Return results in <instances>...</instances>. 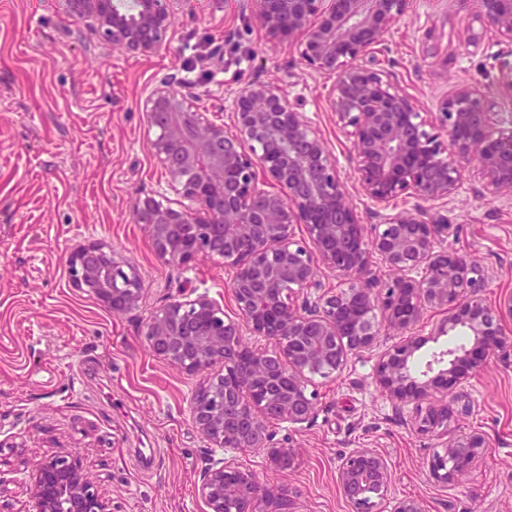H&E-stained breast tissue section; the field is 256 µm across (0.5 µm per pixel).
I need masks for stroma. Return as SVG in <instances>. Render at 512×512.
Here are the masks:
<instances>
[{
    "mask_svg": "<svg viewBox=\"0 0 512 512\" xmlns=\"http://www.w3.org/2000/svg\"><path fill=\"white\" fill-rule=\"evenodd\" d=\"M259 0H179L169 48L150 57L112 47L59 0H0V512H29V475L63 452L77 453L110 512H208L198 487L214 451L194 427L200 379L154 357L142 331L150 314L182 290L208 293L234 313L233 274L206 257L165 265L136 221L134 203L173 202L152 157L141 101L160 83L197 89L231 105L249 81L286 90L331 144L364 224L382 211L355 192L353 146L326 105L331 78L309 68L284 40L255 23ZM482 0H408L371 66L413 95L429 126L462 83L490 86L495 112L512 119V91L499 58L512 45L485 33ZM443 215L448 241L492 277L489 303L512 293V202L491 199L469 169ZM100 242L138 266L139 312L114 314L74 288L70 251ZM377 357H352L340 375L317 379L315 417L269 427L297 448L287 471L260 454L247 464L285 484L297 512H352L336 471L342 456L385 457L391 493L377 512L413 497L426 512H512V353L491 355L465 390L448 391V426L410 430L375 381ZM484 432L475 469L435 483L428 462L444 442Z\"/></svg>",
    "mask_w": 512,
    "mask_h": 512,
    "instance_id": "obj_1",
    "label": "stroma"
}]
</instances>
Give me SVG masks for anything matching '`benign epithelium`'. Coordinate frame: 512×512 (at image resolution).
I'll list each match as a JSON object with an SVG mask.
<instances>
[{"instance_id": "7a95c632", "label": "benign epithelium", "mask_w": 512, "mask_h": 512, "mask_svg": "<svg viewBox=\"0 0 512 512\" xmlns=\"http://www.w3.org/2000/svg\"><path fill=\"white\" fill-rule=\"evenodd\" d=\"M60 2L116 49L150 56L171 42L170 0ZM405 5L261 0L255 20L268 36L288 39L307 66L334 78L327 105L354 146L357 190L372 206L385 210L399 197L445 202L472 162L491 197L511 200L512 127L491 111L489 88L461 84L440 101L443 143L412 95L384 71L359 64L374 58ZM481 22L512 45V0H485ZM142 111L154 132L152 155L168 190L181 198L174 205L150 195L136 201L156 256L185 265L216 255L234 270L236 317L205 293L182 294L155 310L143 331L156 358L203 375L191 401L193 424L222 452L199 486L209 512H294L289 489L259 481L244 458L261 451L271 468H292L296 449L271 444L269 424L310 422L318 401L313 378L341 373L353 355L379 351L376 381L397 410L410 408L406 425L422 433L447 427L448 401L434 396L465 388L506 346L501 317L512 313V300L496 308L487 302L488 275L448 244L445 219L415 206L386 215L366 234L329 143L276 85L241 86L228 123L224 106L164 85L142 101ZM374 258L397 272L380 289L369 280ZM66 263L73 286L104 308L140 310L141 274L111 248L83 245ZM326 272L338 288H321ZM430 313L439 316L431 335L466 342L434 353L418 370L423 342L413 328ZM245 329L258 345L245 344ZM488 449L483 433L461 435L432 456L429 475L451 483ZM337 481L355 512H372L391 478L382 455L356 450L341 459ZM30 492L31 512H109L97 481L69 452L36 465Z\"/></svg>"}]
</instances>
